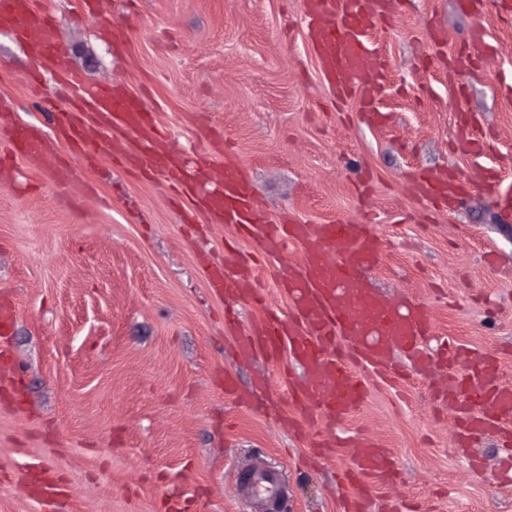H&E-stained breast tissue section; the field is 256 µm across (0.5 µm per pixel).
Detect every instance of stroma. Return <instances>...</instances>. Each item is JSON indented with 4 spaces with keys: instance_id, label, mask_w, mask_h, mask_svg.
<instances>
[{
    "instance_id": "35a3bbf8",
    "label": "stroma",
    "mask_w": 512,
    "mask_h": 512,
    "mask_svg": "<svg viewBox=\"0 0 512 512\" xmlns=\"http://www.w3.org/2000/svg\"><path fill=\"white\" fill-rule=\"evenodd\" d=\"M59 51L36 62L0 28V342L21 369L0 380V512H248L237 473L256 457L288 483L283 512H344L336 475L354 463L337 437L395 459L372 497L415 512H512V429L459 444L435 369L392 383L356 374L365 402L338 427L287 428L298 415L289 354L239 358L208 257L257 248L212 221L190 193L64 142L39 162L4 124L53 133L73 70L140 97L164 142L234 159L278 224H367L381 241L370 286L425 306L424 345L448 341L497 360L512 383V7L502 0H390L367 35L371 91L323 78L300 0H34ZM485 44L476 51L473 29ZM477 130L480 146L460 145ZM452 173L448 203L416 197ZM241 326L288 314L275 267ZM268 389L252 394L258 374ZM232 376L237 391L225 393ZM460 188L454 176L427 177L416 185V192L422 197L442 196L453 197Z\"/></svg>"
}]
</instances>
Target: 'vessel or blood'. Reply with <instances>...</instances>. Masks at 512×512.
<instances>
[{"label": "vessel or blood", "mask_w": 512, "mask_h": 512, "mask_svg": "<svg viewBox=\"0 0 512 512\" xmlns=\"http://www.w3.org/2000/svg\"><path fill=\"white\" fill-rule=\"evenodd\" d=\"M303 13L310 20V37L321 73L336 87L349 88L354 82L376 84L378 74L367 61L362 34L375 26L379 12L374 0H303ZM21 21L20 33L33 55L47 59L55 45L49 37V20L33 10L31 0H0V16ZM96 116L107 131L100 144L81 142L80 120L70 117L60 131L80 142L84 152L130 153L135 166L180 179L187 167H194L202 182L210 180L207 159L187 163L176 146L162 155L151 145L158 138L150 125L140 98L118 100L109 86L99 83L85 90ZM12 144L30 160H37L46 146L39 128H14ZM460 188L455 177H427L416 185L423 197H453ZM207 203L223 215L225 223L240 225L254 237L263 256L279 255L288 245H301L303 260L281 267L279 276L288 288L295 310L292 318L271 317L242 330L238 347L242 356L257 352L274 356L289 346L304 369L296 382L294 397L300 406V426L312 428L322 420L338 421L364 401V388L352 371L359 363L374 369L388 368L394 352L408 353L414 365L428 370L432 359L422 342L431 329L421 304L405 308L386 304L369 288L363 269L373 267L380 241L365 224H275L255 205L249 187L238 171L224 170L222 189L209 193ZM339 254L329 261V251ZM211 288L233 300L256 297L251 268L226 272L213 267ZM446 399L459 410L469 432L500 430L512 420V385L502 381L495 360H478L473 375L466 379L449 376ZM395 474L394 462L385 449L360 442L355 467L346 475L354 492L345 512H369V491L373 483ZM239 482L249 503L258 512H274L287 495L286 482L277 469L265 463L251 464L239 472Z\"/></svg>", "instance_id": "b4317fda"}]
</instances>
